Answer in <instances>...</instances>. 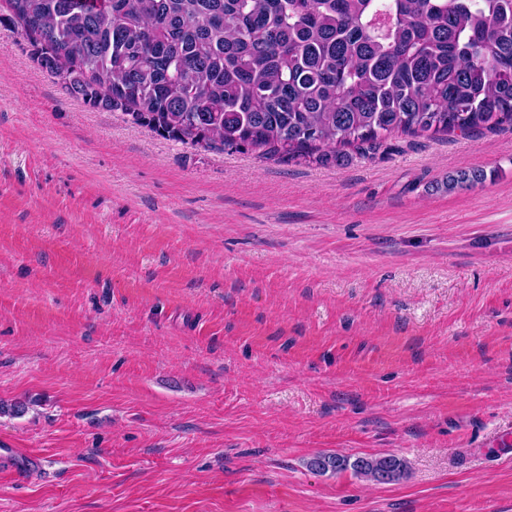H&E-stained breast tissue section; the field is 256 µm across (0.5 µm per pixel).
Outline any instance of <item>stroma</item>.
<instances>
[{"label": "stroma", "instance_id": "stroma-1", "mask_svg": "<svg viewBox=\"0 0 512 512\" xmlns=\"http://www.w3.org/2000/svg\"><path fill=\"white\" fill-rule=\"evenodd\" d=\"M390 144L164 139L55 84L0 0V448L43 459L0 512H512V129ZM486 174L480 169H459L448 174L447 187L452 192L457 188L474 187L484 183ZM308 467L319 473L327 471L342 472L351 467L357 475L378 483H390L404 478L407 472L406 464L396 456H381L370 458H358L351 464L349 459L335 454H321L308 462ZM385 471L387 476L380 479L381 472Z\"/></svg>", "mask_w": 512, "mask_h": 512}]
</instances>
